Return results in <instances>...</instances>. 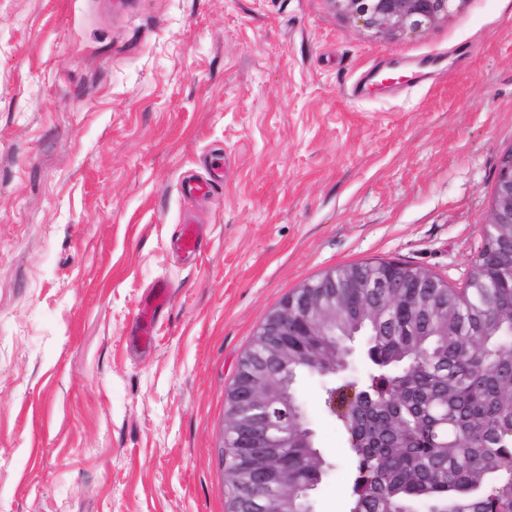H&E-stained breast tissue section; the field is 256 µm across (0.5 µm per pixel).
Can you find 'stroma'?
I'll list each match as a JSON object with an SVG mask.
<instances>
[{
  "label": "stroma",
  "instance_id": "obj_1",
  "mask_svg": "<svg viewBox=\"0 0 512 512\" xmlns=\"http://www.w3.org/2000/svg\"><path fill=\"white\" fill-rule=\"evenodd\" d=\"M439 52L426 84L345 93ZM510 150L512 0L396 38L331 0H0V512H229L227 396L267 314L357 263L463 287ZM340 381H297L331 465L312 512H349ZM379 74L370 70L353 81L350 87V95L357 100L370 97L383 81H378Z\"/></svg>",
  "mask_w": 512,
  "mask_h": 512
}]
</instances>
